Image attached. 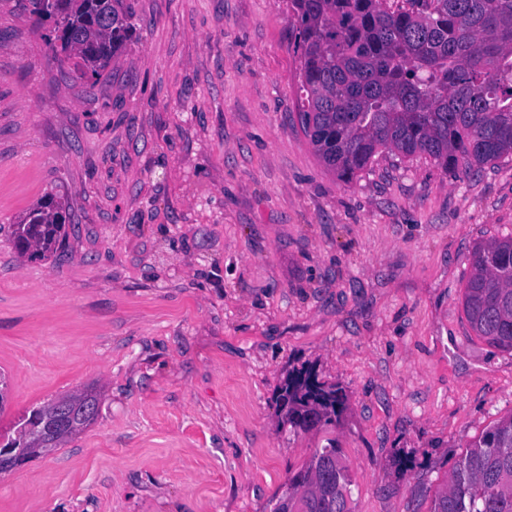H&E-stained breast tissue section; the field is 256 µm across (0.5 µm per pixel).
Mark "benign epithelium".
I'll use <instances>...</instances> for the list:
<instances>
[{
    "label": "benign epithelium",
    "instance_id": "1",
    "mask_svg": "<svg viewBox=\"0 0 512 512\" xmlns=\"http://www.w3.org/2000/svg\"><path fill=\"white\" fill-rule=\"evenodd\" d=\"M94 406L89 395L85 394L74 403H57L48 413V427L46 430L36 435L29 448H11L3 449L0 453V471L6 472L25 460L36 456L42 449L49 447L53 443L56 428L61 426L74 433L78 431L83 422L93 415Z\"/></svg>",
    "mask_w": 512,
    "mask_h": 512
}]
</instances>
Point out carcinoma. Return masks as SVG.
<instances>
[{
  "instance_id": "cac0c4a2",
  "label": "carcinoma",
  "mask_w": 512,
  "mask_h": 512,
  "mask_svg": "<svg viewBox=\"0 0 512 512\" xmlns=\"http://www.w3.org/2000/svg\"><path fill=\"white\" fill-rule=\"evenodd\" d=\"M386 2L289 0L299 120L322 162L349 183L386 149L466 171L512 156V0ZM28 3L52 23V54L90 78L136 32L130 0ZM65 223V202L47 193L13 225L14 246L49 256ZM462 305L477 338L512 352V236L475 248ZM276 401L296 434L334 427L348 409L312 365L288 372ZM43 426L34 410L18 423L23 436ZM352 485L330 439L288 476L274 512H352ZM430 512H512V413L468 444Z\"/></svg>"
}]
</instances>
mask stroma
<instances>
[{"instance_id": "stroma-1", "label": "stroma", "mask_w": 512, "mask_h": 512, "mask_svg": "<svg viewBox=\"0 0 512 512\" xmlns=\"http://www.w3.org/2000/svg\"><path fill=\"white\" fill-rule=\"evenodd\" d=\"M140 37L97 79L0 0V433L92 389L96 420L0 474V512H271L326 438L353 512H429L512 412V352L462 309L476 245L512 235V156L465 176L377 155L351 183L297 119L288 0H130ZM57 255L11 226L45 193ZM316 365L335 428L274 392ZM282 423L296 434L336 427L348 409V396L337 383L319 378L312 365L288 371L276 392Z\"/></svg>"}]
</instances>
